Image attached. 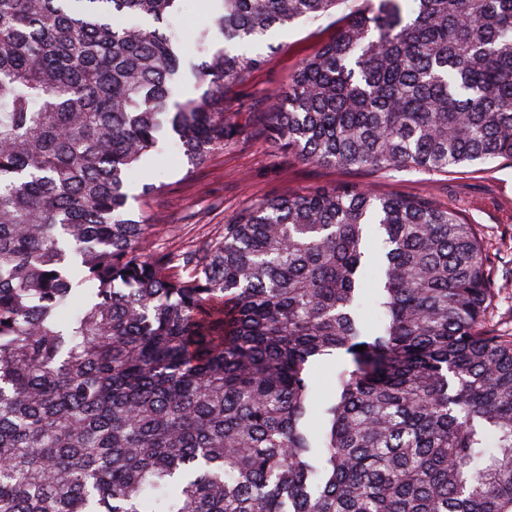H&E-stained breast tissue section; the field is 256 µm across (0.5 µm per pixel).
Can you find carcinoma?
<instances>
[{"label": "carcinoma", "mask_w": 512, "mask_h": 512, "mask_svg": "<svg viewBox=\"0 0 512 512\" xmlns=\"http://www.w3.org/2000/svg\"><path fill=\"white\" fill-rule=\"evenodd\" d=\"M176 2L0 0V512H512V335L461 212L297 192L145 259L130 172L237 138L224 103L255 47L348 0H213L223 46L201 33L198 64ZM341 21L261 135L346 170L512 160V0H362ZM333 355L318 404L308 366Z\"/></svg>", "instance_id": "carcinoma-1"}]
</instances>
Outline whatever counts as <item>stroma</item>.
I'll return each instance as SVG.
<instances>
[{
  "instance_id": "35a3bbf8",
  "label": "stroma",
  "mask_w": 512,
  "mask_h": 512,
  "mask_svg": "<svg viewBox=\"0 0 512 512\" xmlns=\"http://www.w3.org/2000/svg\"><path fill=\"white\" fill-rule=\"evenodd\" d=\"M208 21L203 0H186L172 19L171 29L186 56L199 57L191 34ZM337 28L333 16L300 21L276 33L275 51L266 65L228 95L229 119L242 129L238 138L196 168L167 150L134 176L138 188L148 176L167 184L165 191L141 194L133 203L136 212L158 215L163 223L155 248L183 249L214 236L241 210L301 190L352 185L382 196H426L439 207L457 208L479 228L494 259L493 278L500 285L493 316L501 329L512 331V162L501 159L452 173L344 170L300 161L252 128L250 112L270 105L287 88L300 62L333 38Z\"/></svg>"
}]
</instances>
